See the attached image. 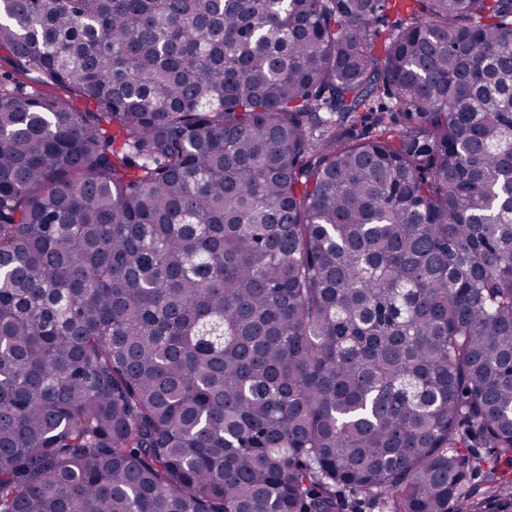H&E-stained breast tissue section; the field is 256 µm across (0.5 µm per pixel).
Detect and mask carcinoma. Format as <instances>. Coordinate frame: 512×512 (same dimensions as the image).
Segmentation results:
<instances>
[{
	"label": "carcinoma",
	"mask_w": 512,
	"mask_h": 512,
	"mask_svg": "<svg viewBox=\"0 0 512 512\" xmlns=\"http://www.w3.org/2000/svg\"><path fill=\"white\" fill-rule=\"evenodd\" d=\"M0 50V512H512V0H0Z\"/></svg>",
	"instance_id": "obj_1"
}]
</instances>
